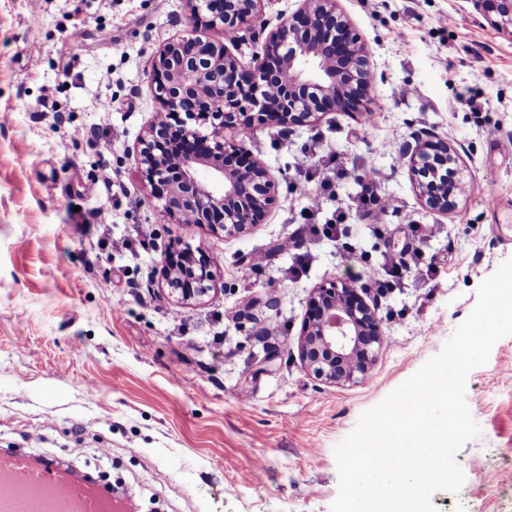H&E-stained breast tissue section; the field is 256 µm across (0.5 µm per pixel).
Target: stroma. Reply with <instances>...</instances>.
<instances>
[{"label":"stroma","mask_w":512,"mask_h":512,"mask_svg":"<svg viewBox=\"0 0 512 512\" xmlns=\"http://www.w3.org/2000/svg\"><path fill=\"white\" fill-rule=\"evenodd\" d=\"M340 5L370 51L378 118L331 112L287 136L257 125L248 147L281 203L227 238L175 223L140 193L136 150L162 110L154 56L188 26L190 0H0V450L121 474L159 512H330L335 446L441 351L480 283L512 258V40L469 0ZM422 132L447 140L467 175L453 214L422 205L397 156ZM352 166L378 173L395 210L358 209V184L340 174ZM301 183L321 195L315 223L344 225L367 263L411 244L416 224L437 266L382 297L367 289L386 338L356 383L317 381L298 353L313 289L359 270L320 234L300 233L305 267L278 250L304 222ZM177 239L223 258L196 305L160 291ZM257 252L265 265L245 274ZM466 401L481 433L456 454L465 483L432 502L512 512V336L471 371Z\"/></svg>","instance_id":"obj_1"}]
</instances>
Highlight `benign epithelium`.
I'll list each match as a JSON object with an SVG mask.
<instances>
[{
	"label": "benign epithelium",
	"mask_w": 512,
	"mask_h": 512,
	"mask_svg": "<svg viewBox=\"0 0 512 512\" xmlns=\"http://www.w3.org/2000/svg\"><path fill=\"white\" fill-rule=\"evenodd\" d=\"M194 13L212 27L235 30L228 44L252 43L250 61L227 44L202 40L193 30L160 49L154 69L157 113L136 159L143 184L158 187L165 211L185 216L226 237L249 234L280 203L279 182L253 159L243 130L270 121L286 135L327 112L359 116L374 88L370 52L339 0H298L271 31L255 28L263 0H193ZM499 33L512 39V0H466ZM238 136L228 139L224 131ZM426 209L448 214L466 182L448 142L417 136L402 147ZM441 167L454 178L426 183L422 174ZM206 168L211 179L199 171ZM165 295L200 302L213 291L217 267L186 245L165 255ZM383 326L357 288L333 281L308 303L299 351L315 379L326 384L364 378L380 350Z\"/></svg>",
	"instance_id": "1"
}]
</instances>
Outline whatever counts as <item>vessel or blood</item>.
<instances>
[{
    "label": "vessel or blood",
    "instance_id": "obj_1",
    "mask_svg": "<svg viewBox=\"0 0 512 512\" xmlns=\"http://www.w3.org/2000/svg\"><path fill=\"white\" fill-rule=\"evenodd\" d=\"M112 498L23 452L0 453V512H118Z\"/></svg>",
    "mask_w": 512,
    "mask_h": 512
}]
</instances>
